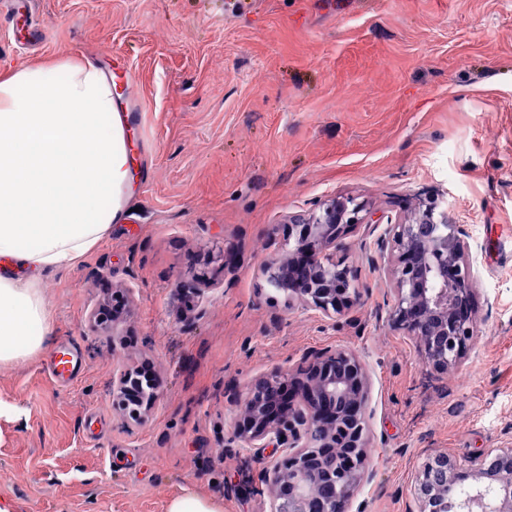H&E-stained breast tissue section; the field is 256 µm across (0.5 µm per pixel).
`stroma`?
Wrapping results in <instances>:
<instances>
[{
  "mask_svg": "<svg viewBox=\"0 0 512 512\" xmlns=\"http://www.w3.org/2000/svg\"><path fill=\"white\" fill-rule=\"evenodd\" d=\"M42 42L0 24V72L54 58L111 75L132 118L127 221L44 278L52 329L0 365V499L15 512H167L191 491L270 512L231 440V396L310 352H355L371 380L367 470L349 512H413L427 459L512 448V0H36ZM352 197L395 221L439 197L466 233L477 341L426 370L388 321L386 227L348 238L361 305L321 317L270 286L288 215ZM81 370L58 382L55 352ZM160 397L121 424L113 372Z\"/></svg>",
  "mask_w": 512,
  "mask_h": 512,
  "instance_id": "1",
  "label": "stroma"
}]
</instances>
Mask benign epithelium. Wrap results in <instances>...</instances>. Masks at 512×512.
I'll return each instance as SVG.
<instances>
[{"label": "benign epithelium", "instance_id": "obj_1", "mask_svg": "<svg viewBox=\"0 0 512 512\" xmlns=\"http://www.w3.org/2000/svg\"><path fill=\"white\" fill-rule=\"evenodd\" d=\"M437 208L434 200L419 203L410 220L388 225L377 250L387 255L393 291L388 321L414 341L427 369L446 373L476 339V278L464 231ZM378 223L375 213L348 198L332 199L307 215H290L283 224L284 249L267 259L261 272L303 307L333 317L363 298L355 270L343 260L347 237ZM137 374L119 369L112 378V405L133 421L159 397L152 383L139 391L137 407L128 406ZM298 378L301 391L278 418L269 419L268 405ZM370 390L358 355L322 349L295 369L276 366L258 375L245 395L232 399L239 410L233 440L243 448L273 451L262 469L272 512H348L368 476ZM462 470L446 453L430 457L415 477L417 512H512V467L490 470L484 461L471 460L470 475L486 483L466 496L456 491Z\"/></svg>", "mask_w": 512, "mask_h": 512}]
</instances>
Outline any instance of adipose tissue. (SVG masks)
<instances>
[{
    "mask_svg": "<svg viewBox=\"0 0 512 512\" xmlns=\"http://www.w3.org/2000/svg\"><path fill=\"white\" fill-rule=\"evenodd\" d=\"M128 119L92 63L0 75V364L26 362L49 335L43 278L75 267L124 222Z\"/></svg>",
    "mask_w": 512,
    "mask_h": 512,
    "instance_id": "ef3b65f1",
    "label": "adipose tissue"
}]
</instances>
